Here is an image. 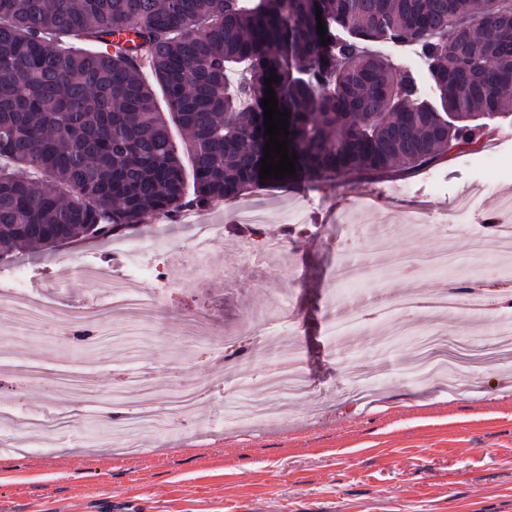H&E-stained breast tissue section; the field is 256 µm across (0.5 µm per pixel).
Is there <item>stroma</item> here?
Segmentation results:
<instances>
[{"label":"stroma","mask_w":512,"mask_h":512,"mask_svg":"<svg viewBox=\"0 0 512 512\" xmlns=\"http://www.w3.org/2000/svg\"><path fill=\"white\" fill-rule=\"evenodd\" d=\"M480 151L452 152L410 172H364L336 180L335 194L319 184L264 186L234 200L191 212L186 223L153 225L147 238L172 250L170 285L160 289L161 319L195 308L213 312L219 329L250 327L248 362L205 354L190 360L181 337L161 335L127 357H105L88 368L80 355L61 357L54 340L37 344L16 335L6 345L9 367L0 372V406L15 413L76 417L79 427L18 436L0 430V512H512V360L462 367L458 387L422 382L407 370L409 341L386 324L337 338L328 330L324 298L339 262L332 241L348 240L352 261L373 265L366 292L403 299L459 280H512V258L498 253L484 221L512 197V117L490 121ZM501 157L488 168L484 158ZM474 195L472 209L453 210ZM246 204L263 205L271 223L300 213L319 233L292 240L290 260L248 261L236 247L242 229L231 222ZM222 226L219 264L203 284L183 288L180 247L196 224ZM388 236L398 257L422 265L409 276L376 262L368 243ZM113 247L82 241L54 251L0 259V289L28 290L42 301L69 306L104 297L91 277L71 279L69 261L108 264ZM426 327L449 329L471 342L489 340L494 328L460 309L423 315ZM297 341L312 392L289 403L271 421L238 422L247 402L242 385L274 349L265 330ZM177 355L173 370L162 352ZM40 368L48 377L78 379L81 398L60 404L51 384L17 389L16 372ZM148 371L157 392L171 378L211 382L208 398L191 416L164 431L137 433L129 443L105 444L101 428L122 427L105 395L120 373ZM366 376L367 393L338 400L345 370Z\"/></svg>","instance_id":"stroma-1"}]
</instances>
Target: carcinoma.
<instances>
[{"instance_id": "cac0c4a2", "label": "carcinoma", "mask_w": 512, "mask_h": 512, "mask_svg": "<svg viewBox=\"0 0 512 512\" xmlns=\"http://www.w3.org/2000/svg\"><path fill=\"white\" fill-rule=\"evenodd\" d=\"M60 35L98 49L64 51ZM368 42L417 45L436 100ZM272 74L296 176L262 180ZM508 112L512 0H0V254L263 185L426 166L479 150L478 120Z\"/></svg>"}]
</instances>
